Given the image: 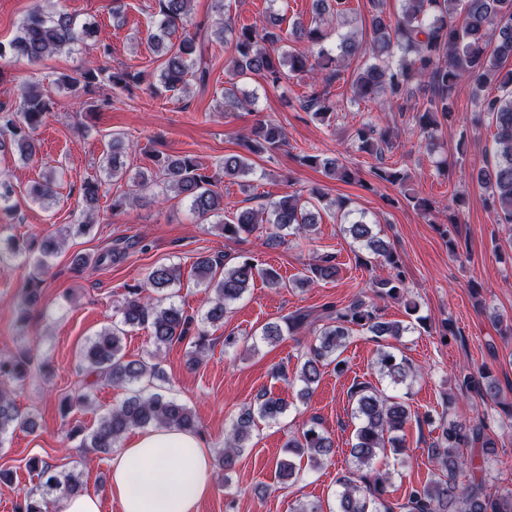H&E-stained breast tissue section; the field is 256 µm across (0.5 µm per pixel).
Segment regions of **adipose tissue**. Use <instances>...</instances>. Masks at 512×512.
Masks as SVG:
<instances>
[{"label":"adipose tissue","mask_w":512,"mask_h":512,"mask_svg":"<svg viewBox=\"0 0 512 512\" xmlns=\"http://www.w3.org/2000/svg\"><path fill=\"white\" fill-rule=\"evenodd\" d=\"M109 465V495L121 512H200L213 487L209 446L174 428L122 442Z\"/></svg>","instance_id":"ef3b65f1"}]
</instances>
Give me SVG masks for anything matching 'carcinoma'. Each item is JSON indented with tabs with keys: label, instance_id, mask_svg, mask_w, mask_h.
Here are the masks:
<instances>
[{
	"label": "carcinoma",
	"instance_id": "1",
	"mask_svg": "<svg viewBox=\"0 0 512 512\" xmlns=\"http://www.w3.org/2000/svg\"><path fill=\"white\" fill-rule=\"evenodd\" d=\"M191 0H154L159 25L149 34L153 52L161 60L159 73L133 70L129 67L107 68L88 65L59 79L70 93L92 95L105 87L114 93H131L142 87L153 94L183 92L186 78L191 77L205 89L210 71L202 65L205 44L218 40L231 49L227 69L237 77H256L265 84L278 87L288 76L317 71L321 84L298 99L299 107L316 121L331 125L336 114V100L331 87L341 80L346 64L356 56L364 62L357 68L351 89L354 100L377 101L398 105L405 111L411 99V86L424 83L429 95L416 109L415 119L424 138L434 139L443 123L452 121L460 85L472 84V103L476 111L490 117L495 127L493 150L485 151L484 165L477 182L486 191L490 206L500 224L512 226V0H402L400 13L393 15L384 9L383 0H371L374 7L370 18V39L363 41L358 32H341L347 22L348 0H314L313 16L284 25L285 18L269 15L261 25L236 26L227 19L214 30L195 25V33L175 42L171 36L191 24ZM335 43L326 45L331 35ZM94 36L89 28H77L74 18L62 8L44 9L36 5L23 18L18 34L9 42H0V61L8 65L25 60L36 64L47 57L69 52ZM289 42H307L312 50L296 54L287 49ZM20 84L18 103H0V151H10L24 161L37 155V130L55 109V101L47 89L41 88L27 74L16 76ZM494 84L499 94L482 95L480 91ZM357 148L380 157L390 148L387 133L377 131L367 121L356 131ZM285 144L283 130L271 121H259L245 142L246 154L224 156L221 174L210 175L190 154L150 153L151 164L127 176L122 156V137H112L111 152L106 158L110 178L128 177L138 191L162 184L176 196L186 200L191 210L203 219L217 216V224L227 238L251 234L261 224L270 225L269 239L282 241L287 236L309 235L316 231L320 209L313 200L324 194L317 187L310 199L284 194L256 210L243 209L228 217L224 215V196L215 190L218 176L245 177L254 172L251 156L272 155ZM302 166L321 170L329 179L344 183L356 180V172L336 156L304 152L297 156ZM373 176L401 190L405 200L424 215L433 212L434 204L407 192L410 174L403 168L376 167ZM105 183L87 180L81 186L86 213L80 226L93 222V213L107 194ZM11 186L0 179V215L13 216L16 205ZM32 198L40 203L56 198L55 177L45 176L44 182L30 189ZM462 196L448 202V225L442 234L448 238L451 251L457 249V224ZM343 232L361 249L360 264L381 263L389 268L387 276H376L368 288L381 299L399 300L407 293L404 263L391 243L381 236L375 225L364 218L348 222ZM60 237L46 236L41 240L20 242L12 237H0V265L25 254L32 260L30 274L17 308V323L21 331L29 326L30 310L40 300L42 269L58 254ZM197 281L213 294L201 321L207 324L224 322L232 306L240 301L261 279L268 286L279 288L282 277L271 267L253 258L228 264L218 258L200 257L194 264ZM336 257L325 254L307 269L300 285L336 278ZM181 268L173 263H160L146 274L142 287L131 288L121 303L119 319L112 321L89 337L78 353L79 371L85 379L102 382L126 391L123 402L106 411L96 427L86 434L80 447L90 453H108L119 447L130 431L148 427H168L192 433L198 423L192 410L165 390L161 367L162 353L173 343L188 341L191 361L198 364L210 347L206 330L194 317L177 305L174 289L181 282ZM412 320L385 321L378 309L358 296L340 307L329 303L318 312L295 311L280 323H267L260 330V339L276 344L285 336L301 333L314 335V341L298 357L299 380L304 387L298 396L305 399L328 366L338 371L346 360L341 358L348 339L359 333L377 343L374 361L380 378L391 384L403 385L414 376L408 360L395 352L391 341L415 331L422 323L416 305L407 304ZM144 327L150 331L152 349L137 359L124 353L123 339L127 329ZM33 348L25 346L15 353L0 357V445L16 430L34 431L33 415L17 405L14 388L23 385L34 368ZM457 385L482 398H495L499 389L488 372L465 373ZM351 416L357 421L352 439L351 466L337 479L334 507L324 510L319 502L304 504L300 512H512V491L491 492L480 459L486 463L496 454V441L491 433V420L484 415L471 422L452 416V404L444 402L439 433L430 444L431 458L438 474L426 484L410 491L407 497L395 499L390 494L391 473L374 467L385 448L403 447V431L411 419L407 402L384 394L368 381H355L350 387ZM288 403L276 396L261 395L240 410L231 423L224 440L219 466L228 471L247 447L257 421L277 422L285 414ZM333 454L332 439L311 422L297 435L288 439L286 456L276 462L281 481L297 478L295 459L306 457L318 465ZM37 473L39 489L20 497L16 512H47L48 496H70L83 492V483L73 471L57 472L46 461L32 458L28 462Z\"/></svg>",
	"mask_w": 512,
	"mask_h": 512
}]
</instances>
